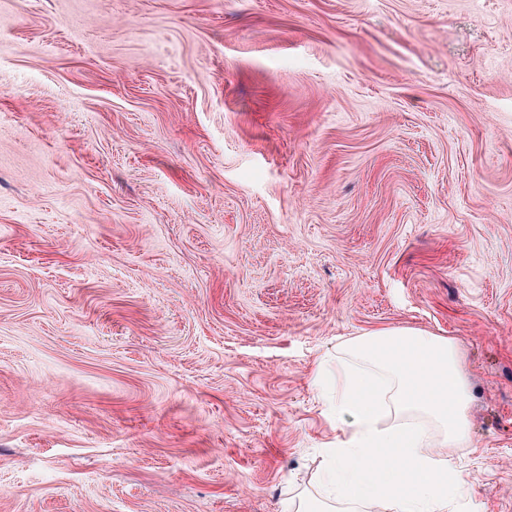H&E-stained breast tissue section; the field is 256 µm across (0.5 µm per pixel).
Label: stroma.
<instances>
[{
	"mask_svg": "<svg viewBox=\"0 0 512 512\" xmlns=\"http://www.w3.org/2000/svg\"><path fill=\"white\" fill-rule=\"evenodd\" d=\"M401 327L512 512V0H0V512H289Z\"/></svg>",
	"mask_w": 512,
	"mask_h": 512,
	"instance_id": "stroma-1",
	"label": "stroma"
}]
</instances>
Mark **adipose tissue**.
Instances as JSON below:
<instances>
[{"label": "adipose tissue", "instance_id": "obj_1", "mask_svg": "<svg viewBox=\"0 0 512 512\" xmlns=\"http://www.w3.org/2000/svg\"><path fill=\"white\" fill-rule=\"evenodd\" d=\"M326 407L343 437L329 449L326 497L295 512H461L470 480L447 451L471 445L472 395L453 339L415 328L365 333L326 358Z\"/></svg>", "mask_w": 512, "mask_h": 512}]
</instances>
